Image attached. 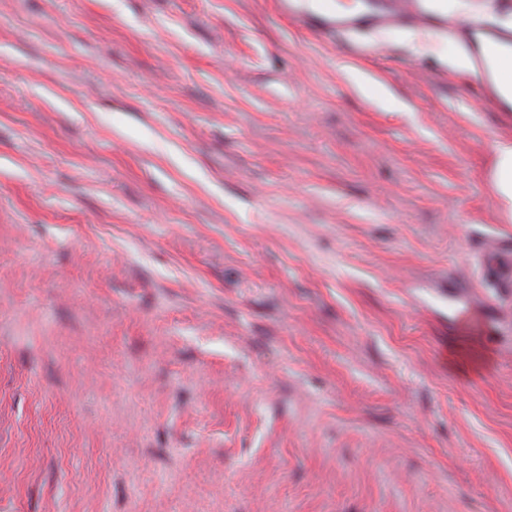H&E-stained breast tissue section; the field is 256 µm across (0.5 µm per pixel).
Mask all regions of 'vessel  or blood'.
I'll use <instances>...</instances> for the list:
<instances>
[{
	"mask_svg": "<svg viewBox=\"0 0 512 512\" xmlns=\"http://www.w3.org/2000/svg\"><path fill=\"white\" fill-rule=\"evenodd\" d=\"M317 20L324 28L339 34L405 25L426 26L436 32L446 26L448 13L427 0H379L378 7L372 9L362 6L349 13L321 14Z\"/></svg>",
	"mask_w": 512,
	"mask_h": 512,
	"instance_id": "b4317fda",
	"label": "vessel or blood"
}]
</instances>
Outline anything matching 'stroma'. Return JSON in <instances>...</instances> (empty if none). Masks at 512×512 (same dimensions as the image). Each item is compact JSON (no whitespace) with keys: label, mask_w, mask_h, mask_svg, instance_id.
<instances>
[{"label":"stroma","mask_w":512,"mask_h":512,"mask_svg":"<svg viewBox=\"0 0 512 512\" xmlns=\"http://www.w3.org/2000/svg\"><path fill=\"white\" fill-rule=\"evenodd\" d=\"M469 34L0 0V512H512ZM490 359V354L476 341L466 351H450L448 353V366L460 369L467 375L473 376L482 371Z\"/></svg>","instance_id":"35a3bbf8"}]
</instances>
